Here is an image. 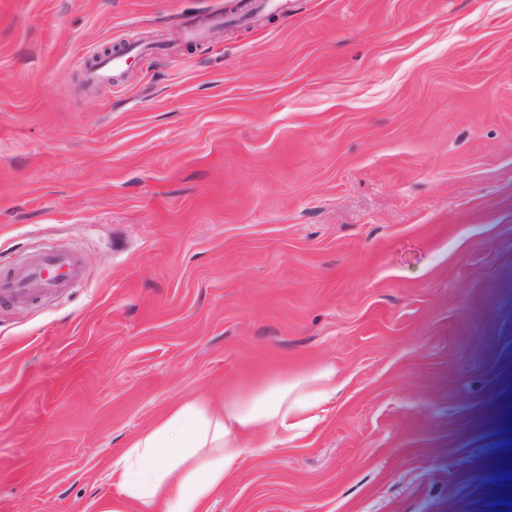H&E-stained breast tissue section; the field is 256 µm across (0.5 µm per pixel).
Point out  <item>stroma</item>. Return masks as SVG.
I'll use <instances>...</instances> for the list:
<instances>
[{"mask_svg":"<svg viewBox=\"0 0 512 512\" xmlns=\"http://www.w3.org/2000/svg\"><path fill=\"white\" fill-rule=\"evenodd\" d=\"M227 4L0 0V278L84 266L0 303V512H99L177 403L324 363L323 420L202 512H504L512 0ZM149 56V48L145 46H136L127 49L124 52L105 55L97 60L90 71L89 79L94 82L108 81L112 78V73L123 69L131 54ZM83 274L78 256L40 252L29 256L10 277L0 279V299L19 303L53 294Z\"/></svg>","mask_w":512,"mask_h":512,"instance_id":"obj_1","label":"stroma"}]
</instances>
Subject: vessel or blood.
Here are the masks:
<instances>
[{
	"label": "vessel or blood",
	"mask_w": 512,
	"mask_h": 512,
	"mask_svg": "<svg viewBox=\"0 0 512 512\" xmlns=\"http://www.w3.org/2000/svg\"><path fill=\"white\" fill-rule=\"evenodd\" d=\"M134 53L145 56L149 50L141 45L130 53L124 51L99 58L90 71V80H110L113 72L123 69ZM83 274L84 269L78 256L53 251L40 252L29 256L10 277L0 279V299L19 303L52 294L66 288L70 281Z\"/></svg>",
	"instance_id": "b4317fda"
}]
</instances>
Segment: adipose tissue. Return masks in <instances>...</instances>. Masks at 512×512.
<instances>
[{
	"mask_svg": "<svg viewBox=\"0 0 512 512\" xmlns=\"http://www.w3.org/2000/svg\"><path fill=\"white\" fill-rule=\"evenodd\" d=\"M341 385L332 364L229 390L215 405L189 398L136 437L112 465L118 492L100 512H200L245 454L285 447L320 421Z\"/></svg>",
	"mask_w": 512,
	"mask_h": 512,
	"instance_id": "ef3b65f1",
	"label": "adipose tissue"
}]
</instances>
